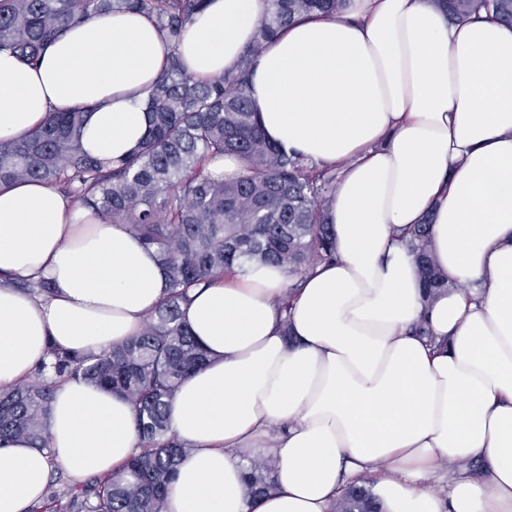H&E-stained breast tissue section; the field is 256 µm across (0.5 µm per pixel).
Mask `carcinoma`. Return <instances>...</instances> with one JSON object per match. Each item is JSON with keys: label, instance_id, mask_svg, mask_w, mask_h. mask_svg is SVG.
<instances>
[{"label": "carcinoma", "instance_id": "obj_1", "mask_svg": "<svg viewBox=\"0 0 512 512\" xmlns=\"http://www.w3.org/2000/svg\"><path fill=\"white\" fill-rule=\"evenodd\" d=\"M207 0H0V50L30 61L60 33L96 16L124 10L157 21L176 45ZM448 19L465 23L480 11L512 23V0H438ZM345 0H269L254 45L239 66L207 83L186 74L178 58L154 83L150 124L142 145L104 163L81 145L83 112H51L25 139L0 142V185L47 182L74 202L124 224L155 249L169 292L141 335L102 354L50 349L54 372L82 378L127 397L135 407L138 451L116 472L71 486L52 481L31 512H166L185 443L172 433L168 407L180 382L208 355L182 317L189 291L234 269L275 266L288 289L317 264L336 258L325 204L336 172L266 140L249 98L252 64L278 32L313 13L333 15ZM237 156L244 174L226 180L209 161ZM430 220L405 229L417 252L428 297L448 287L427 250ZM40 367L34 380L0 392V441L24 438L48 445L52 387ZM273 459L250 461V489H273ZM336 512H377L371 493L350 489Z\"/></svg>", "mask_w": 512, "mask_h": 512}]
</instances>
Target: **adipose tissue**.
Here are the masks:
<instances>
[{"instance_id": "ef3b65f1", "label": "adipose tissue", "mask_w": 512, "mask_h": 512, "mask_svg": "<svg viewBox=\"0 0 512 512\" xmlns=\"http://www.w3.org/2000/svg\"><path fill=\"white\" fill-rule=\"evenodd\" d=\"M267 8L208 0L175 48L152 18L112 12L37 62L0 51V141L78 109L84 151L130 154L172 59L200 82L235 68ZM249 95L269 140L335 168L336 258L284 312L275 267L193 292L183 318L209 360L169 404L189 451L168 512H331L366 476L382 512H512V25L453 24L435 0H347L281 29ZM426 218L453 284L428 303L402 240ZM42 276L49 300L16 286ZM167 292L155 250L125 225L36 180L0 187V391L48 347L100 353L139 335ZM138 445L126 397L61 378L47 448L0 444V512H30L52 464L102 475ZM252 455L276 459L261 496ZM446 461L463 468L441 473Z\"/></svg>"}]
</instances>
